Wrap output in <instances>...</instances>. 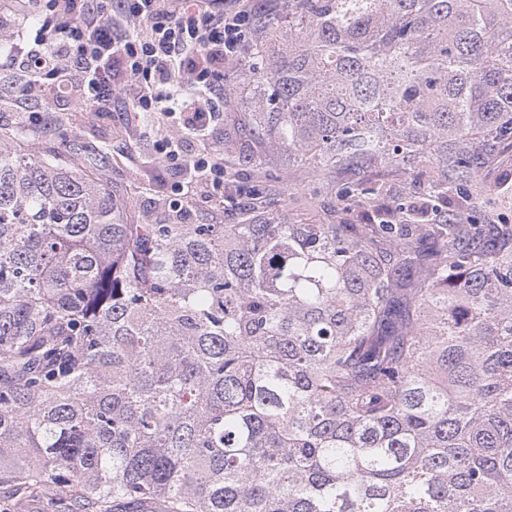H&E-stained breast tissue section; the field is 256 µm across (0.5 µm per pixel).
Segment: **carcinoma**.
Listing matches in <instances>:
<instances>
[{
    "instance_id": "cac0c4a2",
    "label": "carcinoma",
    "mask_w": 512,
    "mask_h": 512,
    "mask_svg": "<svg viewBox=\"0 0 512 512\" xmlns=\"http://www.w3.org/2000/svg\"><path fill=\"white\" fill-rule=\"evenodd\" d=\"M252 42L225 224L0 130L13 512H512V0H284ZM299 177L330 219L273 215Z\"/></svg>"
}]
</instances>
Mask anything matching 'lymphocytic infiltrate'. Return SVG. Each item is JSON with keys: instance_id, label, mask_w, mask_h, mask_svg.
<instances>
[{"instance_id": "1", "label": "lymphocytic infiltrate", "mask_w": 512, "mask_h": 512, "mask_svg": "<svg viewBox=\"0 0 512 512\" xmlns=\"http://www.w3.org/2000/svg\"><path fill=\"white\" fill-rule=\"evenodd\" d=\"M41 47L21 61L18 88L29 95L33 75L56 77L67 62L70 85L83 111L112 104L115 68L129 108L180 113L200 137L218 119L224 66L249 48L258 19L253 0H41ZM165 162L184 167L191 180L224 193V166L185 154L181 141L163 138Z\"/></svg>"}]
</instances>
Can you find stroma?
Listing matches in <instances>:
<instances>
[{
	"instance_id": "stroma-1",
	"label": "stroma",
	"mask_w": 512,
	"mask_h": 512,
	"mask_svg": "<svg viewBox=\"0 0 512 512\" xmlns=\"http://www.w3.org/2000/svg\"><path fill=\"white\" fill-rule=\"evenodd\" d=\"M40 26L34 15L19 14L13 0H0V39L5 42L4 48L0 49V126L27 125L30 149L37 152L44 146H53L64 162L73 158L76 147L102 146L107 155L103 170L105 179L132 185L135 191L136 202L128 208L132 217H145L152 222L167 221L175 189L184 184L196 199L191 223H223V206L207 201L196 187L188 186L183 171L160 159V139L184 131L177 121L159 113L147 118L137 112L124 111L121 100L116 98L112 101L111 111L86 123L81 118L79 104L68 91H61L53 98L37 91L24 100L18 97L13 88L16 68L10 63V46L19 41L24 47L33 48ZM29 107L39 111V123L29 122L25 114Z\"/></svg>"
}]
</instances>
